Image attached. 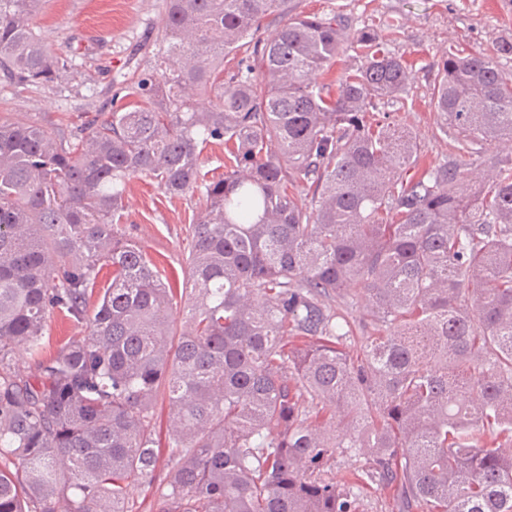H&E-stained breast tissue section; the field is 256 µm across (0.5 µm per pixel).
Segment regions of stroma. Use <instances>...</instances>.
<instances>
[{"label":"stroma","mask_w":512,"mask_h":512,"mask_svg":"<svg viewBox=\"0 0 512 512\" xmlns=\"http://www.w3.org/2000/svg\"><path fill=\"white\" fill-rule=\"evenodd\" d=\"M290 7L301 15H338L355 28L398 23L393 48L413 64L409 123L426 166L439 163L451 148L431 108L438 56L451 47L490 54L497 40L512 38V0H291ZM165 9L166 0H47L35 30L67 67L46 85L0 76V115L70 133L82 116L129 107L131 84L154 66ZM123 206L126 235L185 284L197 194L172 197L156 179L137 176L126 186Z\"/></svg>","instance_id":"obj_1"}]
</instances>
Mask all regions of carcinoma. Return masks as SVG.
Here are the masks:
<instances>
[{"label": "carcinoma", "mask_w": 512, "mask_h": 512, "mask_svg": "<svg viewBox=\"0 0 512 512\" xmlns=\"http://www.w3.org/2000/svg\"><path fill=\"white\" fill-rule=\"evenodd\" d=\"M287 2L167 0L144 104L69 135L0 117V512H131L137 484L152 512H359L373 486L398 512H512V153L492 150L512 141V40L436 64L455 150L419 171L407 117L380 115L412 65ZM43 5L0 0V71L21 83L60 70ZM355 43L359 64L317 82ZM214 143L230 169L208 180ZM138 174L199 195L181 290L119 233ZM355 286L374 323L353 352L333 298ZM54 311L90 333L46 357ZM340 448L366 457L344 481Z\"/></svg>", "instance_id": "cac0c4a2"}]
</instances>
